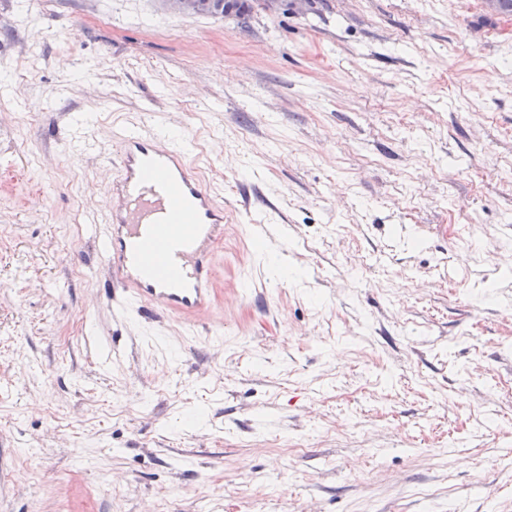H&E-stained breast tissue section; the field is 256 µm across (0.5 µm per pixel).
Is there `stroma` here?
<instances>
[{
	"instance_id": "1",
	"label": "stroma",
	"mask_w": 512,
	"mask_h": 512,
	"mask_svg": "<svg viewBox=\"0 0 512 512\" xmlns=\"http://www.w3.org/2000/svg\"><path fill=\"white\" fill-rule=\"evenodd\" d=\"M116 122L219 195L205 313L110 281ZM0 512H512V13L0 0Z\"/></svg>"
}]
</instances>
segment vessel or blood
<instances>
[{
	"instance_id": "vessel-or-blood-1",
	"label": "vessel or blood",
	"mask_w": 512,
	"mask_h": 512,
	"mask_svg": "<svg viewBox=\"0 0 512 512\" xmlns=\"http://www.w3.org/2000/svg\"><path fill=\"white\" fill-rule=\"evenodd\" d=\"M118 154L104 253L113 281L177 317L207 309L224 210L188 162L187 144L115 126Z\"/></svg>"
}]
</instances>
